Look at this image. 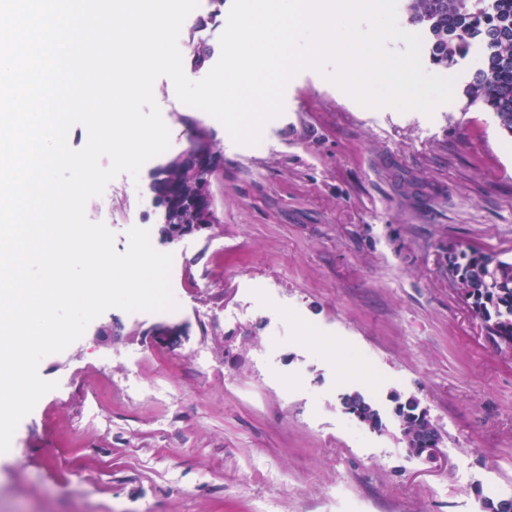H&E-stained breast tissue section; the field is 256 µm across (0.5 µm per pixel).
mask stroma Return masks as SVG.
Returning a JSON list of instances; mask_svg holds the SVG:
<instances>
[{"label": "stroma", "mask_w": 512, "mask_h": 512, "mask_svg": "<svg viewBox=\"0 0 512 512\" xmlns=\"http://www.w3.org/2000/svg\"><path fill=\"white\" fill-rule=\"evenodd\" d=\"M447 69L433 116L359 105L319 73L288 84L259 144H221L211 234L163 241L149 168L89 200L115 234L172 254L177 310L93 320L0 453V512H482L512 495V350L491 346L448 252L512 259V136ZM154 95L188 140L169 78ZM361 390L376 433L338 403ZM442 441L410 455L393 394ZM96 398V418L85 415Z\"/></svg>", "instance_id": "obj_1"}]
</instances>
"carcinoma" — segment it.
Here are the masks:
<instances>
[{
    "label": "carcinoma",
    "instance_id": "cac0c4a2",
    "mask_svg": "<svg viewBox=\"0 0 512 512\" xmlns=\"http://www.w3.org/2000/svg\"><path fill=\"white\" fill-rule=\"evenodd\" d=\"M407 10L409 22L429 35L432 65L449 69L474 48L481 49L466 88L469 105L494 114L512 136V0H408ZM185 55L197 66L212 57L213 48L192 35L185 44ZM152 180L166 182V194L153 196L155 208L177 209L179 190L189 180L178 159L158 166ZM455 267L461 277L460 289L473 300V315L483 322L492 345L503 348L498 339L512 338V261L472 250L461 253ZM395 404L400 434L409 436L427 410L413 396L398 397ZM339 405L348 413L359 408L372 411L378 425H383L375 404L359 391L342 394Z\"/></svg>",
    "mask_w": 512,
    "mask_h": 512
}]
</instances>
